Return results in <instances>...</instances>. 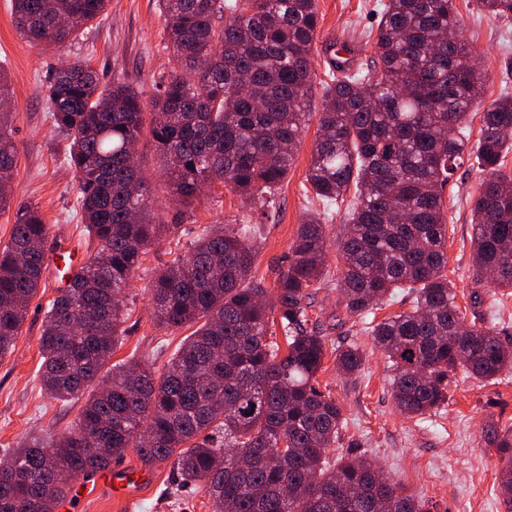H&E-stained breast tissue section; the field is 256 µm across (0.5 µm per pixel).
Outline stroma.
<instances>
[{"mask_svg": "<svg viewBox=\"0 0 512 512\" xmlns=\"http://www.w3.org/2000/svg\"><path fill=\"white\" fill-rule=\"evenodd\" d=\"M464 20V35L478 53L487 75L483 100L491 102L503 89L512 90L505 66L512 58V19H498L485 12L477 0H455ZM320 24L312 53V82L307 93L306 127L288 176L269 209L250 204L228 188H218L214 200L179 214L161 175L160 158L150 136L138 144L142 170L150 184L153 209L161 223L170 225L159 245L145 255L126 291L125 333L113 362L138 359L155 371H163L191 327L163 329L152 315L150 289L156 275L176 255L187 251L205 227L240 224L253 227L258 247L250 281L266 290L274 301L276 279L287 265L289 246L308 211L319 202L305 189L322 110L326 71V47L349 40L359 63L376 58L375 36L380 19V0H318ZM165 19L156 0H112L100 25L85 29L78 40L60 50L30 46L16 32L10 0H0V68L10 80L14 112L18 171L9 206L0 213V248L9 239L15 213L37 207L49 227V252L74 243L80 257H87L89 238L77 215L79 183L66 160L67 142L58 135L41 93L52 66L76 58L93 67L103 81L121 75L151 99L167 72ZM482 180L471 163L457 168L443 190L448 224V269L457 294L456 302L468 323L496 324L512 336V297H504L499 309L471 304L476 284L472 261L470 199ZM347 203L332 208L325 226L327 252L320 284L307 300L308 325L320 332L327 347L358 342L364 364L360 373L346 378L337 374L332 360H325L317 381L320 390L340 404L345 425L329 459L365 455L408 493L428 503L431 512H504L498 485L502 462L484 439L488 427L512 424V371L483 383L455 373L448 384V401L425 419L403 417L396 409L392 390L393 371L358 317L347 313L341 300L337 242L344 229ZM62 273L47 265L37 296L30 302L12 352L0 358V459L27 436H59L75 424L83 400L60 402L40 388L39 337L45 311L63 287ZM152 480L142 488L134 505L108 491L76 502L75 512H216L201 488L179 486L171 463L156 464Z\"/></svg>", "mask_w": 512, "mask_h": 512, "instance_id": "stroma-1", "label": "stroma"}]
</instances>
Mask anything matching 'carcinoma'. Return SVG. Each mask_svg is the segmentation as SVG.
<instances>
[{"mask_svg":"<svg viewBox=\"0 0 512 512\" xmlns=\"http://www.w3.org/2000/svg\"><path fill=\"white\" fill-rule=\"evenodd\" d=\"M110 0H11L17 33L58 49L106 15ZM512 18V0H479ZM166 18L168 75L146 102L126 80L103 83L87 63L52 70L42 93L68 142L79 206L93 249L46 310L39 338L41 388L53 399L86 396L70 431L20 441L0 464V512H55L87 470L103 471L133 448L148 467L172 461L218 512H430L361 455L331 463L344 426L336 399L321 392L323 337L306 326V299L324 272L325 218L307 215L277 280L268 314L264 290L247 284L255 248L247 225L198 235L154 279V321L197 325L160 376L131 359L111 365L125 330V290L143 256L170 230L156 223L149 185L129 155L149 127L173 203L192 209L200 186H225L261 205L274 202L304 130L305 96L319 26L317 0H158ZM366 70L346 41L327 47L329 82L306 183L329 206L355 188L338 241L343 302L360 317L393 368L397 409L424 417L448 401L459 370L491 381L512 369V344L493 325L466 324L448 279L442 191L464 159L484 175L471 202L474 268L512 291V95L480 116L475 51L454 0H383ZM247 82L245 91L235 90ZM12 115L0 110V211L17 169ZM49 228L35 207L16 212L0 249V358L15 347L46 267ZM403 288L409 310L380 322L372 309ZM279 326L286 346L273 338ZM344 376L359 372L355 342L336 348ZM486 443L504 465L499 486L512 512V425ZM252 457L251 467L237 462Z\"/></svg>","mask_w":512,"mask_h":512,"instance_id":"carcinoma-1","label":"carcinoma"}]
</instances>
